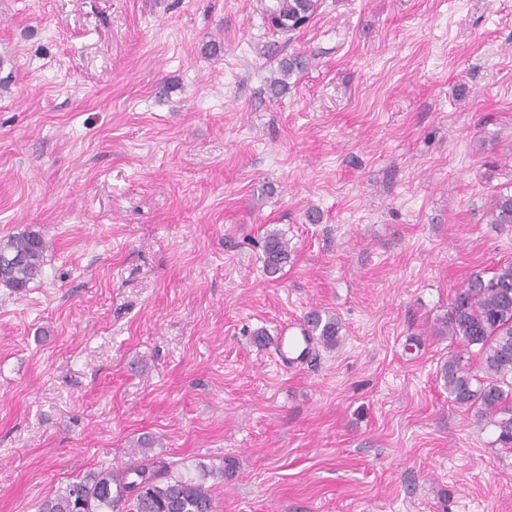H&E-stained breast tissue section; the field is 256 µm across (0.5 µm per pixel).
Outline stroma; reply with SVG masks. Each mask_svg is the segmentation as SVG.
Returning a JSON list of instances; mask_svg holds the SVG:
<instances>
[{
    "mask_svg": "<svg viewBox=\"0 0 512 512\" xmlns=\"http://www.w3.org/2000/svg\"><path fill=\"white\" fill-rule=\"evenodd\" d=\"M264 5L0 0V239L50 244L0 288V512L143 437L178 473L233 460L216 512H512V448L450 401L430 333L512 262L487 217L512 193V0H322L290 38ZM313 309L342 343L276 365L254 333ZM279 73L282 77L273 78L269 89L273 96L280 95L288 87L286 79L293 73H300L307 67V59L302 53H294L288 57H283L278 62ZM263 265L269 277H275L288 265L291 250L288 239L278 229H267L263 238Z\"/></svg>",
    "mask_w": 512,
    "mask_h": 512,
    "instance_id": "35a3bbf8",
    "label": "stroma"
}]
</instances>
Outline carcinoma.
Instances as JSON below:
<instances>
[{
  "label": "carcinoma",
  "mask_w": 512,
  "mask_h": 512,
  "mask_svg": "<svg viewBox=\"0 0 512 512\" xmlns=\"http://www.w3.org/2000/svg\"><path fill=\"white\" fill-rule=\"evenodd\" d=\"M321 0H271L265 7L269 27L288 36L316 16ZM280 76L271 80L274 96L288 87L287 78L303 71L307 59L294 53L278 62ZM491 224H512V193H499L488 206ZM49 245L37 231H24L0 240V286L14 292L28 288L42 272ZM263 265L268 276L278 275L288 265V239L278 229L266 230ZM310 336L326 348L341 341L342 324L329 313L318 310L304 319ZM437 336H452L464 349L453 351L441 368L448 395L458 406L488 418L498 430L497 441L512 447V399L504 386L512 378V264L497 268L492 276L476 272L455 296L448 313L435 328ZM478 347V370L465 355ZM149 442H139V458L124 469L104 468L70 482L66 488L39 501L37 512H116L125 505L128 512H213L208 476L224 475V467L203 471L193 479L172 474V463L148 455Z\"/></svg>",
  "instance_id": "1"
}]
</instances>
